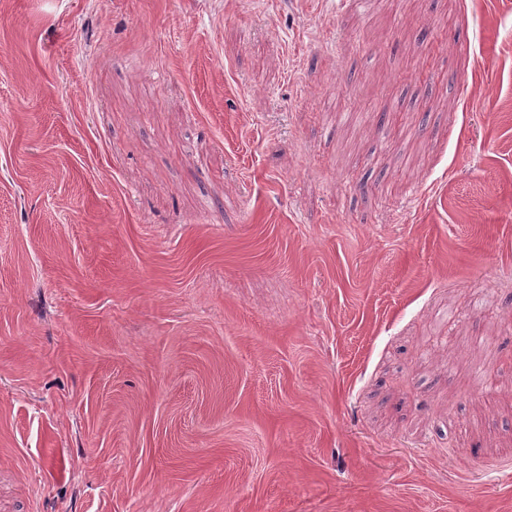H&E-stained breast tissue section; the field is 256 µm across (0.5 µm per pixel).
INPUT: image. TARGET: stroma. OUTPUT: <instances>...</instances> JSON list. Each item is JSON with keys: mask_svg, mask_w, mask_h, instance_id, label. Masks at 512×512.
<instances>
[{"mask_svg": "<svg viewBox=\"0 0 512 512\" xmlns=\"http://www.w3.org/2000/svg\"><path fill=\"white\" fill-rule=\"evenodd\" d=\"M0 512H512V0H0Z\"/></svg>", "mask_w": 512, "mask_h": 512, "instance_id": "35a3bbf8", "label": "stroma"}]
</instances>
